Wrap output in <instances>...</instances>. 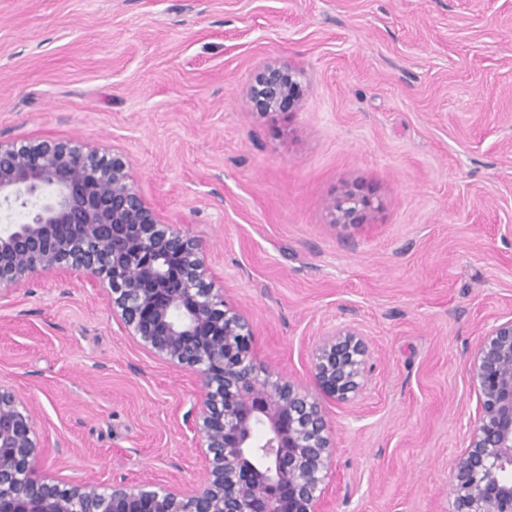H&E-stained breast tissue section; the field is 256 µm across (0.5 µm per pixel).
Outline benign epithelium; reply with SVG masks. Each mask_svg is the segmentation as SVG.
Segmentation results:
<instances>
[{"instance_id":"1","label":"benign epithelium","mask_w":512,"mask_h":512,"mask_svg":"<svg viewBox=\"0 0 512 512\" xmlns=\"http://www.w3.org/2000/svg\"><path fill=\"white\" fill-rule=\"evenodd\" d=\"M303 95L284 64L257 71L249 98L261 113ZM29 208L0 226V289L37 272L73 273L106 286L112 313L154 355L200 384L193 429L204 448L200 486L64 484L41 465L49 440L29 402L0 385V512H328L335 443L322 406L253 357L249 320L212 288L197 241L163 224L131 182L121 152L73 141L0 143V205ZM369 199L349 190L336 223L357 224ZM367 347L352 327L324 340L312 373L328 397L357 392ZM480 413L451 475L454 512H512V316L486 327L469 355Z\"/></svg>"}]
</instances>
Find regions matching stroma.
Listing matches in <instances>:
<instances>
[{"instance_id": "stroma-1", "label": "stroma", "mask_w": 512, "mask_h": 512, "mask_svg": "<svg viewBox=\"0 0 512 512\" xmlns=\"http://www.w3.org/2000/svg\"><path fill=\"white\" fill-rule=\"evenodd\" d=\"M305 93L253 110L267 63ZM125 154L197 240L255 357L335 439L329 512H453L479 402L470 350L512 314V0H0V141ZM370 196L334 222L345 190ZM364 336L345 401L310 369ZM0 384L64 481L195 486L198 381L143 350L103 290L37 273L0 297Z\"/></svg>"}]
</instances>
